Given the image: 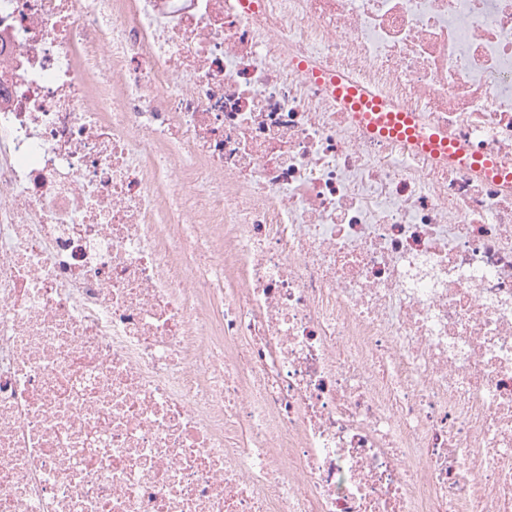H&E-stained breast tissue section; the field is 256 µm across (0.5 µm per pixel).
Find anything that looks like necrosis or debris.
<instances>
[{
	"instance_id": "necrosis-or-debris-1",
	"label": "necrosis or debris",
	"mask_w": 512,
	"mask_h": 512,
	"mask_svg": "<svg viewBox=\"0 0 512 512\" xmlns=\"http://www.w3.org/2000/svg\"><path fill=\"white\" fill-rule=\"evenodd\" d=\"M0 512H512V0H0Z\"/></svg>"
}]
</instances>
